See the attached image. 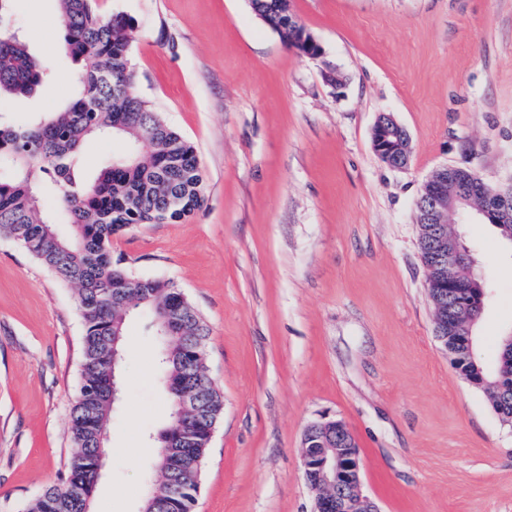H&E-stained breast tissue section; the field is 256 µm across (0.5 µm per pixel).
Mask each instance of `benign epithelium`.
I'll return each instance as SVG.
<instances>
[{
    "label": "benign epithelium",
    "instance_id": "benign-epithelium-1",
    "mask_svg": "<svg viewBox=\"0 0 512 512\" xmlns=\"http://www.w3.org/2000/svg\"><path fill=\"white\" fill-rule=\"evenodd\" d=\"M373 147L386 164L401 168L411 154L410 139L394 117L379 115L372 133ZM456 167L443 165L429 177L418 202L420 221L435 225L441 242L438 262L433 266L440 282H452L466 252L448 243L443 226L451 214L475 207L483 218L497 223L512 222V184L490 189L479 177H455ZM435 335L453 328L471 335L478 313L466 297L454 301L453 308L434 303ZM301 460L305 478L316 492L314 512H381L373 499L363 493L361 461L354 436L339 421L313 423L305 431Z\"/></svg>",
    "mask_w": 512,
    "mask_h": 512
}]
</instances>
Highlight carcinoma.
Instances as JSON below:
<instances>
[{
	"instance_id": "cac0c4a2",
	"label": "carcinoma",
	"mask_w": 512,
	"mask_h": 512,
	"mask_svg": "<svg viewBox=\"0 0 512 512\" xmlns=\"http://www.w3.org/2000/svg\"><path fill=\"white\" fill-rule=\"evenodd\" d=\"M64 49L80 63L76 92L67 105L31 125L0 124V161L10 173L0 178V235L12 238L65 282L77 285L76 306L83 320L81 382L71 407L72 454L60 481L48 486L24 512H84L94 497L92 470L109 456L112 401L107 393L112 370L120 369L128 314L124 302L146 289L141 304L159 341L157 378L168 396L167 422L154 437L151 469L157 483L142 504L144 512H192L210 438L224 412V396L206 372L209 329L179 288L163 279L133 275L113 259L112 237L132 224H173L200 209L205 182L192 144L170 127L136 89L131 67L132 17H104L94 0H59ZM250 7L288 46L290 0H250ZM52 73L33 57L25 42L0 26V96H33ZM115 134L127 148L94 178L86 177L82 154L95 136ZM50 185L66 214L71 233L64 237L43 211L36 188ZM428 225H419V248L427 290L436 288ZM456 287L470 289L481 302L470 267L462 265ZM464 360L474 359L497 413L512 417V367L499 356L487 368L476 352L475 337L449 334ZM194 389L193 416L180 415L176 400ZM185 433L191 443L172 464H164L166 442Z\"/></svg>"
}]
</instances>
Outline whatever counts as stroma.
Listing matches in <instances>:
<instances>
[{
    "mask_svg": "<svg viewBox=\"0 0 512 512\" xmlns=\"http://www.w3.org/2000/svg\"><path fill=\"white\" fill-rule=\"evenodd\" d=\"M320 44L289 48L248 0H97L135 20L139 94L196 149L206 199L176 224L112 240L138 277L170 280L204 318L206 368L224 394L193 512H313L306 428L342 421L381 512H512V422L454 369L435 335L416 205L443 165L512 183V0H292ZM53 77L1 99L31 124L74 95L57 0H13L6 19ZM344 81H325L327 71ZM407 132L406 167L372 143L379 114ZM487 299L476 326L494 366L512 333V246L450 218ZM76 288L0 237V512H22L63 469L80 384ZM158 343L134 314L112 454L93 512H139L150 436L169 407Z\"/></svg>",
    "mask_w": 512,
    "mask_h": 512,
    "instance_id": "35a3bbf8",
    "label": "stroma"
}]
</instances>
